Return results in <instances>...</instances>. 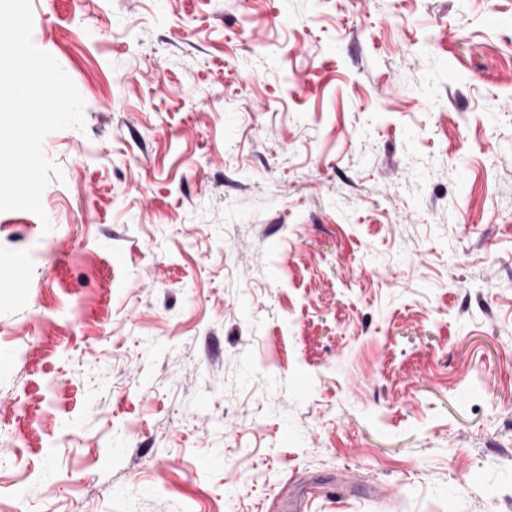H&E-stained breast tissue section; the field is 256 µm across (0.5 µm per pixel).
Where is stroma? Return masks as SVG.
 I'll return each mask as SVG.
<instances>
[{"mask_svg": "<svg viewBox=\"0 0 512 512\" xmlns=\"http://www.w3.org/2000/svg\"><path fill=\"white\" fill-rule=\"evenodd\" d=\"M31 6L0 512H512V0Z\"/></svg>", "mask_w": 512, "mask_h": 512, "instance_id": "obj_1", "label": "stroma"}]
</instances>
